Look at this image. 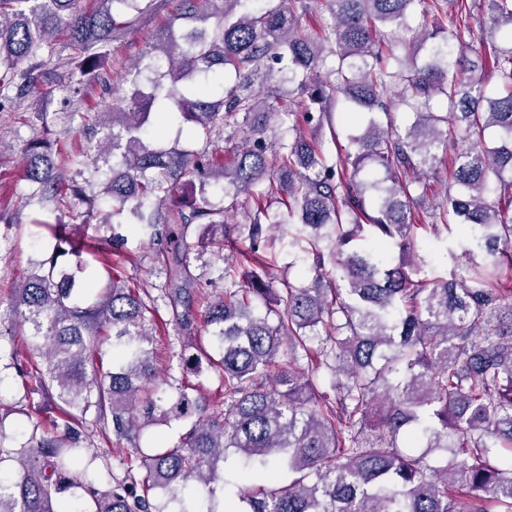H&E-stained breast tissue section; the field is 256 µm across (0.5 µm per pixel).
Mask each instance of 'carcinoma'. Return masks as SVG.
<instances>
[{"label": "carcinoma", "instance_id": "cac0c4a2", "mask_svg": "<svg viewBox=\"0 0 512 512\" xmlns=\"http://www.w3.org/2000/svg\"><path fill=\"white\" fill-rule=\"evenodd\" d=\"M176 0L170 21L134 65L130 94L98 112L97 139L70 162L103 172L92 195L57 172L42 135L29 140L24 178L45 210L34 223L52 236L69 197L88 205L85 223L111 227L122 216L132 232L172 246L164 257L159 296L145 301L116 277L104 255L75 254V269L49 258L8 298L9 344L26 337L28 354L0 348V382L14 370L26 394L56 398L49 435L40 423L26 436L0 424V512H512V49L484 67L424 32L384 63L379 26L409 27L425 0ZM494 29L508 25L512 0H487ZM151 0H0V111L45 82L37 53L59 36L84 76L103 67L101 48L122 37ZM326 9L330 20L309 31L302 17ZM426 51L417 62L420 51ZM336 57L329 67L327 55ZM235 75L213 96L210 77ZM498 77L488 89L486 75ZM399 105L413 115L402 127L376 114ZM442 97L446 114L432 111ZM298 98L305 122L332 125L338 99L363 134L329 160L297 134L271 125L281 103ZM178 116L189 136L159 143ZM242 120H237V117ZM245 134L233 166L210 151L212 135ZM496 129L498 144L484 142ZM453 154L440 223H415L412 192L421 175ZM368 163L385 176H361ZM262 198L274 193L288 223L275 216L288 245L308 263L306 283L269 277L262 255L268 210L251 224H231L211 195ZM372 211H367L366 201ZM457 226L467 264L450 277L422 279L418 231L436 241ZM202 244L231 243L224 291L207 303L203 324L188 308L193 278L191 226ZM398 250L399 261L390 260ZM331 263L339 280L329 277ZM175 309L176 331H203L207 345L188 356L194 373L219 380L217 397L168 447L143 448V432L165 414V392L153 364L158 302ZM112 348L105 363L103 344ZM335 392L321 391L324 381ZM130 444L104 460L110 478L99 488L81 467L100 455L93 436ZM420 447L419 454L400 450ZM233 478L219 473L229 453ZM440 452L438 469L427 455ZM281 472L289 480H277ZM82 493L61 498L65 487Z\"/></svg>", "mask_w": 512, "mask_h": 512}]
</instances>
